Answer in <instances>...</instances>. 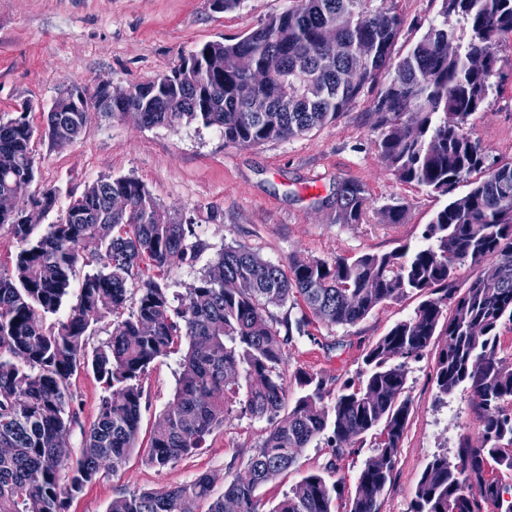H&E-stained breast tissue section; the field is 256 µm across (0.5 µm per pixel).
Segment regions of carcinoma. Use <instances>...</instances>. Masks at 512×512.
I'll return each instance as SVG.
<instances>
[{
    "label": "carcinoma",
    "mask_w": 512,
    "mask_h": 512,
    "mask_svg": "<svg viewBox=\"0 0 512 512\" xmlns=\"http://www.w3.org/2000/svg\"><path fill=\"white\" fill-rule=\"evenodd\" d=\"M395 0H295L287 11L234 39L209 41L189 59L139 84L132 103L144 127L182 120L217 127L224 142L254 147L303 136L371 97L374 146L400 183L446 199L422 232L423 245L356 257L294 259L288 270L245 247L227 246L207 274L175 301L168 269L197 259L203 244L133 177H107L68 205L40 234L25 215L0 210V231L19 244L0 264V512H66L69 499L112 462L117 471L135 450L142 415L141 379L159 357L188 342L174 399L151 437L148 461L165 469L202 447L240 407L276 418L288 384L283 349L306 335L310 319L354 325L385 303L420 299L366 351L362 378L336 393L301 371L303 394L272 424L248 459L246 475L212 498L215 476L112 500L107 512H262L257 489L296 463L319 438L338 450L374 437L376 454L360 471L345 512H381L412 402L408 361L445 338L435 365L438 393L469 391L480 423L478 444L456 460L434 457L416 483L410 512H512V361L500 355V328L512 326V160L486 165L467 130L497 71L499 45L512 37V0H440L441 20L399 61L392 51L403 19ZM463 24L462 30L451 21ZM336 29V45L322 38ZM456 50L448 52V43ZM263 95L264 112L251 108ZM47 115L51 140L66 144L85 130L88 113L57 98ZM29 107L0 121V198L26 195L43 213L53 189H34V129ZM467 192L456 195L461 183ZM369 204L359 183L336 189L338 224H361ZM381 215L399 224L404 208ZM81 262L96 264L65 320L44 326L61 308ZM488 265L464 289L465 264ZM137 285L133 307L131 286ZM302 301L309 313L280 320L273 309ZM112 319L109 338L86 353L87 336ZM89 368L102 384L95 421L72 456L66 437L76 423L71 377ZM344 487L311 472L271 512H335Z\"/></svg>",
    "instance_id": "carcinoma-1"
}]
</instances>
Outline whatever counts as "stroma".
<instances>
[{
	"label": "stroma",
	"instance_id": "35a3bbf8",
	"mask_svg": "<svg viewBox=\"0 0 512 512\" xmlns=\"http://www.w3.org/2000/svg\"><path fill=\"white\" fill-rule=\"evenodd\" d=\"M293 0H240L229 11L211 0H0V119L28 106L35 130V184L56 189L58 204L46 223H56L71 197L97 180L131 176L177 219L192 224L204 245L196 262L171 268V293L186 295L219 257L224 246L241 245L260 258L288 267L294 258L330 260L339 255L385 253L403 244L419 245L439 201L425 188L399 183L382 164L374 146L370 100L363 97L335 122L313 132L254 147L225 144L218 128L180 122L143 127L119 113L92 112L85 132L65 145L45 134L46 115L70 87L93 88L99 81L125 87L165 73L199 45L242 35ZM405 26L394 46L403 57L438 17L439 0H395ZM500 65L493 92L469 124L486 153L487 164L512 159V38L499 47ZM364 184L371 197L366 221L333 220L336 187ZM404 205L402 223L387 224L381 207ZM415 298L382 305L351 326L327 327L311 321L306 336L285 348L283 370L289 398L299 389L293 378L304 370L337 389L363 365L370 345L397 321L410 316ZM439 344L409 363L412 411L394 478L382 496V512H408L415 485L433 456L455 457L463 443L478 440L479 424L468 391L437 396L434 382ZM180 373L179 357L158 358L142 380V418L137 447L116 471L100 470L72 498L67 512H106L113 499L216 476L214 496L225 481L244 475L270 428L267 418L237 415L207 436L203 448L160 470L147 459L150 436L172 401ZM79 404L78 422L68 435L79 454L104 394L88 369L71 378ZM372 454L370 441L354 440L335 453L325 440L303 449L287 474L258 490L272 508L308 472L343 481L353 491Z\"/></svg>",
	"mask_w": 512,
	"mask_h": 512
}]
</instances>
